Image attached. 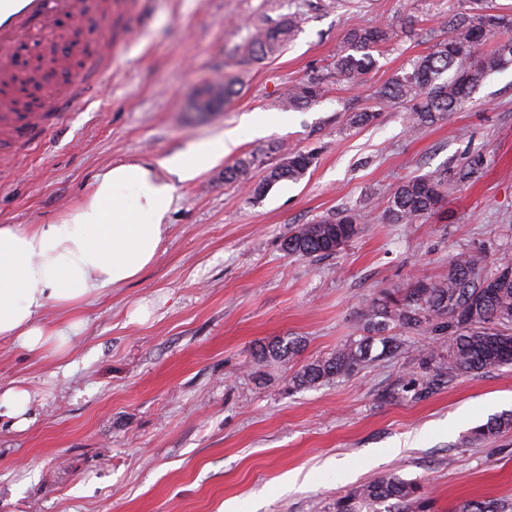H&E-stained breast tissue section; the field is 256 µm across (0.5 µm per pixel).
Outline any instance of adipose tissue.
<instances>
[{
	"mask_svg": "<svg viewBox=\"0 0 512 512\" xmlns=\"http://www.w3.org/2000/svg\"><path fill=\"white\" fill-rule=\"evenodd\" d=\"M236 144L229 132L189 154L113 165L52 223L1 224L0 339L30 352L65 351L82 325L77 310L154 262L177 182L194 179ZM50 304L60 320L44 318Z\"/></svg>",
	"mask_w": 512,
	"mask_h": 512,
	"instance_id": "1",
	"label": "adipose tissue"
}]
</instances>
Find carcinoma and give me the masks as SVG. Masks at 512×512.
<instances>
[{"label": "carcinoma", "instance_id": "cac0c4a2", "mask_svg": "<svg viewBox=\"0 0 512 512\" xmlns=\"http://www.w3.org/2000/svg\"><path fill=\"white\" fill-rule=\"evenodd\" d=\"M302 18L292 15L273 25L259 26L252 33L247 51L263 57L284 47ZM512 31V16L500 14L472 0V6L448 21V35L431 52L412 62L411 69L384 84L377 97L383 104L398 103L409 110L410 131L419 133L448 118L467 102L486 78L512 67V37L485 45L499 34ZM390 36L380 26H358L345 36L344 53L336 61V74L353 83L364 81L376 60L373 51ZM325 94L324 79L312 77L288 88L281 103L290 108L310 105ZM234 95L228 84L213 86L193 100L197 112H215ZM316 159L315 152L291 151L265 170L254 189L259 198L275 183L298 181ZM255 160L241 159L224 169V180L250 178ZM447 173L435 171L402 181L388 198L381 214L387 224H413L438 213L445 204ZM362 217L350 211L316 224H304L281 244L291 256L315 257L334 254L360 231ZM365 336L352 339L336 352L304 364L290 378L295 390L318 387L339 376L356 372L377 361L394 358L402 348L399 328L408 332L446 338L432 353L420 375V386L430 389L444 380L476 374L512 364V263L488 268L486 256L467 251L448 260V274L440 280L416 277L405 288H385L361 307ZM298 336L278 337L253 355L256 378L266 379L263 367L287 362L304 350ZM512 429V414L488 420L472 430L476 441L497 437ZM333 512H432V502L414 483L398 476L370 481L336 500ZM455 512H512V504L498 499L466 501Z\"/></svg>", "mask_w": 512, "mask_h": 512}]
</instances>
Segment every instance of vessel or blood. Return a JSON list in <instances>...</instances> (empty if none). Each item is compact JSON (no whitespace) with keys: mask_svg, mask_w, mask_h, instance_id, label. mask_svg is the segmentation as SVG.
<instances>
[{"mask_svg":"<svg viewBox=\"0 0 512 512\" xmlns=\"http://www.w3.org/2000/svg\"><path fill=\"white\" fill-rule=\"evenodd\" d=\"M87 10L86 0H0V82H9L16 48L31 39L34 30L47 29L52 15L82 19ZM97 81L83 80L75 96L57 98L53 111L69 112L91 100ZM42 115L38 112L12 111L9 102L0 101V125L8 130L24 129L33 132L40 128Z\"/></svg>","mask_w":512,"mask_h":512,"instance_id":"obj_1","label":"vessel or blood"}]
</instances>
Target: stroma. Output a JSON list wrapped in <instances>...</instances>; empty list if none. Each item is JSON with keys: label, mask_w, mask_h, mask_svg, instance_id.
Segmentation results:
<instances>
[{"label": "stroma", "mask_w": 512, "mask_h": 512, "mask_svg": "<svg viewBox=\"0 0 512 512\" xmlns=\"http://www.w3.org/2000/svg\"><path fill=\"white\" fill-rule=\"evenodd\" d=\"M96 99L75 112L50 106L82 70L54 22L56 71L38 104L46 118L14 143L0 180V224H48L107 166L151 161L238 133L239 145L177 186L154 264L85 304L68 350L28 352L0 341V391L22 388L29 423L0 416V512H332L336 499L381 476L420 484L436 512L471 498L512 501V430L476 441L473 428L512 412V366L425 390L417 379L438 337L404 334L400 355L297 391L303 364L361 334L358 310L380 289L448 272L472 250L512 260V67L492 74L461 111L408 133V111L375 92L446 37L464 0H126ZM300 30L279 52L250 56L255 24L290 14ZM388 25L365 84L336 75L344 36ZM325 77L322 99L280 104L288 87ZM235 95L218 112L191 101L215 80ZM370 109L372 124L349 127ZM274 120L255 134L243 116ZM315 150L297 182L261 198L253 181L282 150ZM255 156L249 182L224 169ZM448 173L447 218L386 224L379 216L403 179ZM349 210L362 230L336 254L285 255L299 226ZM299 336L304 352L270 363L259 345Z\"/></svg>", "instance_id": "obj_1"}]
</instances>
